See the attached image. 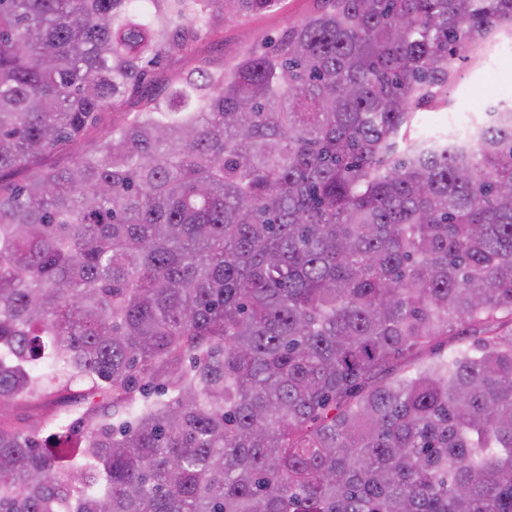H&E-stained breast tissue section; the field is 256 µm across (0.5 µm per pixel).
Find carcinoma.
Here are the masks:
<instances>
[{"label":"carcinoma","instance_id":"cac0c4a2","mask_svg":"<svg viewBox=\"0 0 512 512\" xmlns=\"http://www.w3.org/2000/svg\"><path fill=\"white\" fill-rule=\"evenodd\" d=\"M280 2L0 0V512H512V105L415 131L512 0L156 72ZM78 387L65 393L55 402L31 401L19 403L14 410V417L22 421L24 427L39 425L46 417L71 409L78 400Z\"/></svg>","mask_w":512,"mask_h":512}]
</instances>
